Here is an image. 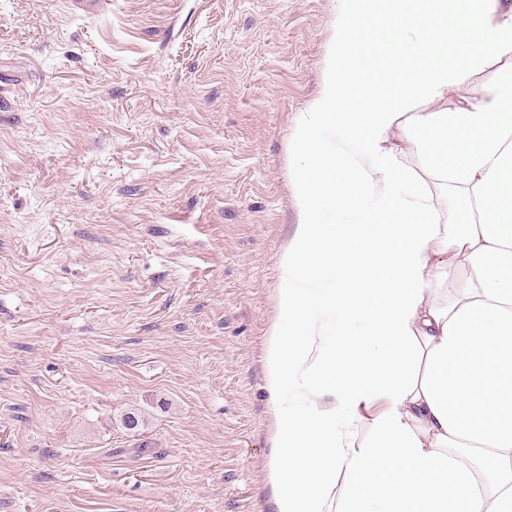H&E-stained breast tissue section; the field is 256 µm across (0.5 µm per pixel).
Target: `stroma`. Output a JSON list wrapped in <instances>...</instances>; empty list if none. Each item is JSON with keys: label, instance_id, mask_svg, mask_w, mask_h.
<instances>
[{"label": "stroma", "instance_id": "1", "mask_svg": "<svg viewBox=\"0 0 512 512\" xmlns=\"http://www.w3.org/2000/svg\"><path fill=\"white\" fill-rule=\"evenodd\" d=\"M339 8L0 0V512H272L264 342Z\"/></svg>", "mask_w": 512, "mask_h": 512}]
</instances>
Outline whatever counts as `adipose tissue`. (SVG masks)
I'll return each mask as SVG.
<instances>
[{
	"instance_id": "1",
	"label": "adipose tissue",
	"mask_w": 512,
	"mask_h": 512,
	"mask_svg": "<svg viewBox=\"0 0 512 512\" xmlns=\"http://www.w3.org/2000/svg\"><path fill=\"white\" fill-rule=\"evenodd\" d=\"M494 2L343 0L265 345L273 512H512V69L415 109L512 57ZM399 134L438 194L400 168ZM494 72L495 70L479 77L473 85L462 86L449 90L446 99L437 105L421 103L415 109L419 112H434L448 109L449 112L454 108L461 97L470 95L476 90L490 88L494 82Z\"/></svg>"
}]
</instances>
